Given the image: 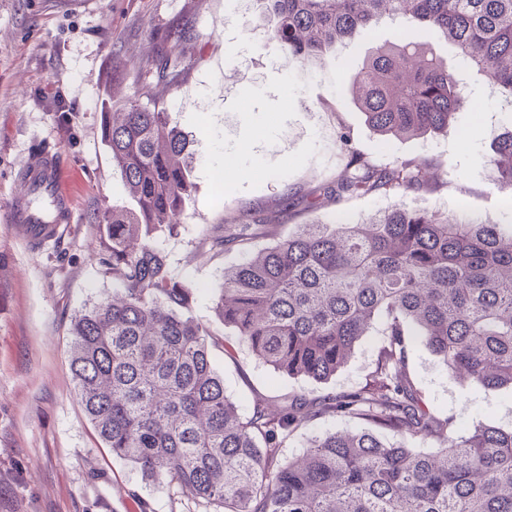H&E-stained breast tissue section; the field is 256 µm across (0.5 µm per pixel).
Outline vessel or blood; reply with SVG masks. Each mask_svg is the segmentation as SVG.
Segmentation results:
<instances>
[{
  "label": "vessel or blood",
  "instance_id": "b4317fda",
  "mask_svg": "<svg viewBox=\"0 0 512 512\" xmlns=\"http://www.w3.org/2000/svg\"><path fill=\"white\" fill-rule=\"evenodd\" d=\"M20 189L10 220L28 238L57 240L62 225L73 221V200L64 190L57 160L51 153H41L27 165L19 179Z\"/></svg>",
  "mask_w": 512,
  "mask_h": 512
}]
</instances>
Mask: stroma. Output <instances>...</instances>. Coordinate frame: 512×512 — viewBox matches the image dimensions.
I'll list each match as a JSON object with an SVG mask.
<instances>
[{
  "label": "stroma",
  "mask_w": 512,
  "mask_h": 512,
  "mask_svg": "<svg viewBox=\"0 0 512 512\" xmlns=\"http://www.w3.org/2000/svg\"><path fill=\"white\" fill-rule=\"evenodd\" d=\"M172 23L191 34L172 47L183 58L177 83L139 87L155 32ZM258 23L254 10L230 9L227 0H0V512H215L112 456L75 397L69 320L114 287L99 263L95 216L130 203L102 136L108 78L116 80L115 96L139 92L142 105L165 109L194 139L195 188L179 224L157 246L171 276L191 286L190 314L214 335L213 364L242 413L259 397L273 404L287 393L314 398L357 388L374 366L382 327L374 325L327 382L275 374L214 312L225 269L269 240L212 250L201 243L211 225L263 217L285 236L298 224L360 223L398 203L512 225L490 163L496 139L512 130V103L441 33L418 27L413 38L458 73L470 106L447 131L394 140L385 149L350 105L346 72L376 42H398L400 20H385L377 39L355 37L309 67L269 46ZM62 102L71 110L65 124L57 114ZM344 129L376 163L440 162L442 186L327 198L306 208L305 198L344 168ZM45 150L57 157L74 222L57 245L38 248L8 214L18 172ZM408 372L428 405L453 416L460 433L479 424L512 429L511 388L459 383L420 344ZM360 427L343 415L318 419L288 439L280 457L303 453L312 436Z\"/></svg>",
  "instance_id": "stroma-1"
}]
</instances>
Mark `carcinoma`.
Returning <instances> with one entry per match:
<instances>
[{"instance_id": "cac0c4a2", "label": "carcinoma", "mask_w": 512, "mask_h": 512, "mask_svg": "<svg viewBox=\"0 0 512 512\" xmlns=\"http://www.w3.org/2000/svg\"><path fill=\"white\" fill-rule=\"evenodd\" d=\"M269 45L301 63L385 18L425 24L451 41L489 85L512 97V0H253ZM157 38L140 74L172 83L179 57ZM352 101L383 140L448 130L466 107L457 79L431 48L406 39L379 43L351 66ZM140 94L105 107L112 166L134 201L100 212V264L112 295L70 319L75 394L104 447L162 484H175L219 512H512V430L476 428L448 444L451 417L431 409L405 367L417 337L462 383L512 387V232L497 224L442 218L396 205L363 224H274V240L224 271L214 310L253 355L289 377L325 381L342 368L373 323L384 340L373 369L349 393L294 394L275 410L262 401L242 414L213 367L210 331L181 312L190 286L172 277L155 247L174 231L193 188L191 140ZM339 142L344 173L319 195L341 198L432 192L426 161L384 166ZM512 189V132L490 159ZM247 225L224 221L202 245L246 241ZM347 415L361 431L316 436L279 463L289 437L323 417ZM402 438L389 445L373 433ZM428 439L435 450L413 446Z\"/></svg>"}]
</instances>
